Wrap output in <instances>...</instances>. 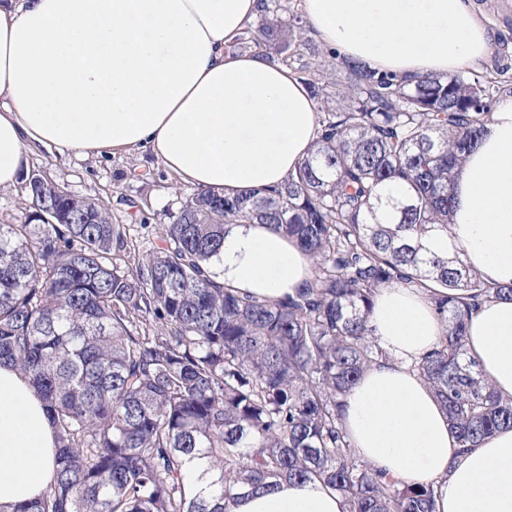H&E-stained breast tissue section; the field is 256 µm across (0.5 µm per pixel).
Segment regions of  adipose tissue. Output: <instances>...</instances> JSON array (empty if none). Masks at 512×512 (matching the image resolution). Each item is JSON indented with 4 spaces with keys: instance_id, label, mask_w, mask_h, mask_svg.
I'll return each mask as SVG.
<instances>
[{
    "instance_id": "adipose-tissue-1",
    "label": "adipose tissue",
    "mask_w": 512,
    "mask_h": 512,
    "mask_svg": "<svg viewBox=\"0 0 512 512\" xmlns=\"http://www.w3.org/2000/svg\"><path fill=\"white\" fill-rule=\"evenodd\" d=\"M318 41L339 57L400 78L489 59L495 40L476 0H301ZM260 0H0V187L17 184L26 151L81 156L150 150L178 183L245 192L279 185L318 140L320 106L278 60L228 43ZM452 222L428 239L492 283L512 284V99L498 103L455 181ZM207 270L218 284L277 300L312 262L264 224H235ZM369 334L387 354L344 398L357 456L436 488L435 512H512V428L471 449L413 369L442 324L418 288L380 287ZM465 347L494 390L512 397V301L487 302ZM55 439L22 374L0 367V504L39 496ZM230 512H346L319 481L285 480Z\"/></svg>"
}]
</instances>
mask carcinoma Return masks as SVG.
I'll return each mask as SVG.
<instances>
[{
	"label": "carcinoma",
	"mask_w": 512,
	"mask_h": 512,
	"mask_svg": "<svg viewBox=\"0 0 512 512\" xmlns=\"http://www.w3.org/2000/svg\"><path fill=\"white\" fill-rule=\"evenodd\" d=\"M264 0L261 23L228 49L295 56L296 26ZM347 90L305 79L322 107L314 152L277 187L198 189L159 218L161 246L124 264L128 244L98 200L21 176L22 224H0V365L20 371L55 432L45 490L11 512H229L247 490L318 480L347 512H433L430 484L362 462L341 399L385 353L368 338L377 288L424 290L445 329L414 365L472 448L512 428L465 348L479 305L512 300L423 239L448 233L463 153L500 92L474 72L414 81L345 61ZM402 194H384L389 184ZM54 223H39L44 196ZM266 224L296 241L313 271L270 301L210 279L232 224ZM203 484L189 486L188 465Z\"/></svg>",
	"instance_id": "carcinoma-1"
}]
</instances>
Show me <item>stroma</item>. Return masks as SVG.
<instances>
[{
    "label": "stroma",
    "instance_id": "1",
    "mask_svg": "<svg viewBox=\"0 0 512 512\" xmlns=\"http://www.w3.org/2000/svg\"><path fill=\"white\" fill-rule=\"evenodd\" d=\"M477 2L495 33V46L491 58L475 70L499 81L501 97H512V0ZM25 168L46 174L73 194L99 198L142 255L160 245L156 215L178 210L193 191L176 184L147 151L87 158L41 148L28 154Z\"/></svg>",
    "mask_w": 512,
    "mask_h": 512
}]
</instances>
